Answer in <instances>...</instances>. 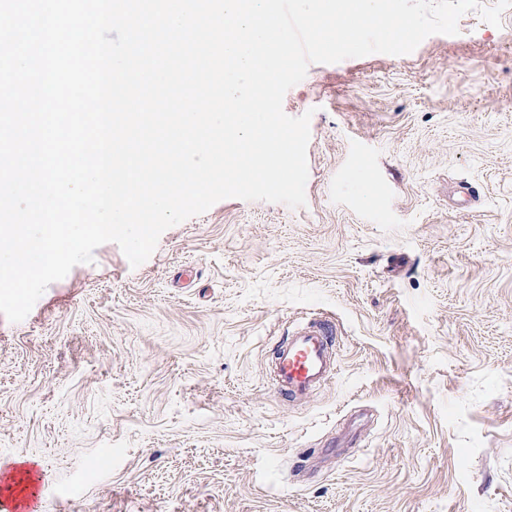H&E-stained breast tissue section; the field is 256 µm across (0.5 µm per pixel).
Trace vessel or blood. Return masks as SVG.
<instances>
[{"label": "vessel or blood", "mask_w": 512, "mask_h": 512, "mask_svg": "<svg viewBox=\"0 0 512 512\" xmlns=\"http://www.w3.org/2000/svg\"><path fill=\"white\" fill-rule=\"evenodd\" d=\"M336 336L335 324L319 313L294 324L286 339L277 345L271 362L278 394L303 402L333 379L337 371Z\"/></svg>", "instance_id": "obj_1"}]
</instances>
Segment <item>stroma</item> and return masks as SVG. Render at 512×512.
Returning a JSON list of instances; mask_svg holds the SVG:
<instances>
[{
    "mask_svg": "<svg viewBox=\"0 0 512 512\" xmlns=\"http://www.w3.org/2000/svg\"><path fill=\"white\" fill-rule=\"evenodd\" d=\"M309 64L306 203L228 198L131 267L108 242L0 314V467L28 512H512V7ZM464 180L470 208L448 204ZM313 312L335 377L278 396ZM359 416L364 447L330 445Z\"/></svg>",
    "mask_w": 512,
    "mask_h": 512,
    "instance_id": "obj_1",
    "label": "stroma"
}]
</instances>
